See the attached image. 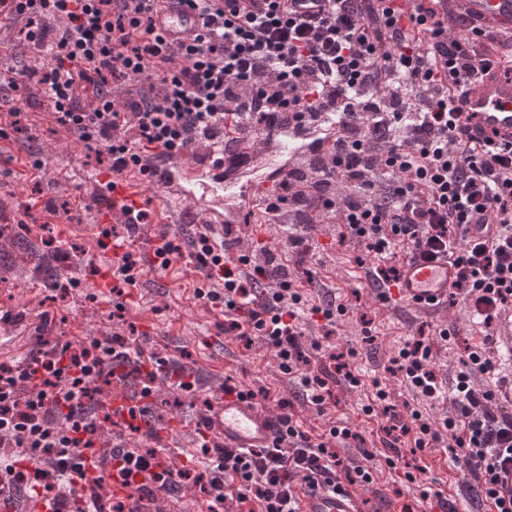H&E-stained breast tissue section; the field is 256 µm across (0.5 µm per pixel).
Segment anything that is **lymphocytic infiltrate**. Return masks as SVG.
<instances>
[{"mask_svg": "<svg viewBox=\"0 0 512 512\" xmlns=\"http://www.w3.org/2000/svg\"><path fill=\"white\" fill-rule=\"evenodd\" d=\"M160 0H0V23H21L27 42L50 58L42 75L57 122L78 139L102 147L115 174L150 176L148 156H186L206 141L215 165L248 162L225 131L252 140L257 130L311 127L330 121L336 139L322 169L324 184L346 185L344 197L312 194L294 177L266 193L264 210L291 204L335 213L346 237L377 256L376 282L399 278L401 255L446 251L458 269L453 285L485 329L512 310V146L495 147L468 132L459 100L469 78L497 67L512 72V43L472 27L455 9L433 0H319L301 13L297 0H179L199 11L200 30L178 44L165 41L152 15ZM54 18L57 29L43 26ZM466 29L454 38L449 25ZM92 93L90 107L80 101ZM134 130V138L123 135ZM155 261L168 268L190 254L204 284L197 296L224 310V332L244 345L261 340L283 374L300 377L305 399L325 412L334 397L329 379L306 372L299 323L300 294L286 271L237 261L252 273L236 275L226 260L233 244L204 225L189 245L162 231ZM425 337L405 342L389 370L430 400L448 399L450 416L433 428L419 412L409 420L387 407L378 390L391 455L401 461V439L416 450L447 443L475 482L477 500L492 512H512L495 489L499 466L512 463V405L494 399L475 376L507 377L485 349L467 353L465 372L443 391L429 367ZM170 387L192 394L195 382L173 359L145 355L136 336L56 339L20 361L0 363V491L50 498L54 512H104L105 477L87 479L82 451L101 441L111 424L109 389L156 393L158 372ZM139 430L115 434L112 459L124 477L144 476L140 498L118 512H141L155 491L200 480L210 512H297L296 490L336 487L335 439L350 428L331 427L319 443L281 415L273 447L232 451L201 439L200 464L155 472L157 449L138 448Z\"/></svg>", "mask_w": 512, "mask_h": 512, "instance_id": "f902f5d3", "label": "lymphocytic infiltrate"}]
</instances>
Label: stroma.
<instances>
[{
  "instance_id": "stroma-1",
  "label": "stroma",
  "mask_w": 512,
  "mask_h": 512,
  "mask_svg": "<svg viewBox=\"0 0 512 512\" xmlns=\"http://www.w3.org/2000/svg\"><path fill=\"white\" fill-rule=\"evenodd\" d=\"M20 108V123L9 137H0V224L16 229L19 240L0 238V307L24 311L26 319L18 325L0 326V361L26 353L34 343L35 329L42 315H49L52 335L73 341L89 336L128 333L137 328L140 345L146 353L173 358L192 374L197 391L181 395L158 379V393L151 404V425L160 432L166 447L178 449L185 457L197 452L196 429L206 415V401L215 400L225 385L267 391L266 401L278 409L280 400H291L293 419L312 442H320L331 423L349 424L367 447L381 448L385 419L381 412L364 414L363 406L374 403L377 388L389 391L393 404L402 415L420 411L430 424L444 418L445 404L422 400L401 376L391 374L388 361L417 331H424L431 348V368L444 386H451L462 371L466 349L481 347L484 329L473 319L462 301L448 304L447 317H428L409 308L382 306L366 275L378 265L377 258L343 245L345 231L333 214L323 210L305 212L291 207L269 217L259 199L269 185L255 189L256 199L241 213L228 218L240 242L239 252L264 263L273 257L276 265L287 269L305 306L335 300L346 308L337 316L333 335H326L318 319L301 318L303 344L329 341L337 351L348 353L349 368L358 385L337 379L332 391L335 403L325 413L313 411L297 399L300 386L283 375L274 354L261 344L244 348L222 330L224 314L197 298L195 290L202 281L190 258L176 261L164 270L157 269L150 257L159 243L161 230L181 237H193L198 225L207 221L202 206L184 201L167 213V224L148 217L135 230H127V218L115 210L111 224L114 233L128 241L141 265V285L123 295V319L112 316L113 294L101 290L98 276L85 267L95 259L101 269L112 266L113 254L100 250L104 229L98 203L101 187L98 174L107 172V162L98 158L94 145L79 140L57 123L44 100L38 81H29L18 93L0 92V113ZM55 203L57 212L47 210ZM310 222L316 229L307 248L288 243L286 232ZM68 250L72 258L61 270V281L69 289L57 299L49 282L42 279L43 264L53 263L57 249ZM370 326L373 344L363 341L362 328ZM449 329L450 338H442L441 329ZM425 470L424 485L433 495L422 498L420 487L408 485L407 467ZM403 492L419 512H441L439 498H447L459 512H473L462 480L459 464L445 448H429L417 455H405L395 469L379 468L373 484L364 492L373 500Z\"/></svg>"
}]
</instances>
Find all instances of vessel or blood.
<instances>
[{
    "label": "vessel or blood",
    "instance_id": "1",
    "mask_svg": "<svg viewBox=\"0 0 512 512\" xmlns=\"http://www.w3.org/2000/svg\"><path fill=\"white\" fill-rule=\"evenodd\" d=\"M462 12L478 24L494 27L497 31L512 34V0H460ZM156 28L168 42L174 43L196 31L200 25L197 11L177 4L176 0H163L153 16ZM463 117L472 134L496 145L512 142V76L500 74L482 76L470 83L463 100ZM321 140L329 144L331 126H316L310 131L283 129L277 132L270 150L262 152L266 163L304 151L308 140ZM99 181L103 188V215H110L117 204L136 210L158 207L159 201L153 187L174 184L181 200H196L198 194L218 196L225 206L252 202L254 190L250 185L226 177L223 171L200 163H188L177 170L157 169L154 176L142 177L139 173L103 175ZM457 276L455 266L447 257L406 258L400 264V277L396 284L383 289L384 300L411 307L414 310L446 314L448 290ZM140 397L130 393L115 394L106 401V408L114 422L129 421L130 408L140 406ZM209 430L222 441L224 447L251 450L270 445L276 431V414L253 400H242L233 395L217 397L208 414ZM83 455L109 477V488L117 495L135 494V484L126 482L118 468L113 467L102 448L84 449ZM299 512H374L366 496L346 487L336 491L321 490L302 496Z\"/></svg>",
    "mask_w": 512,
    "mask_h": 512
}]
</instances>
